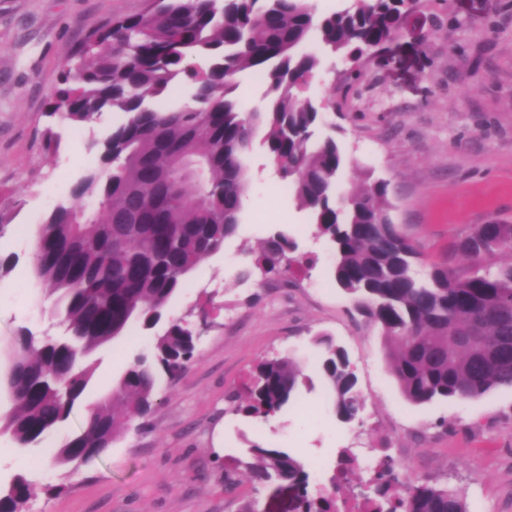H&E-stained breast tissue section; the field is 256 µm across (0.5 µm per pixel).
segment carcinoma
Returning a JSON list of instances; mask_svg holds the SVG:
<instances>
[{
	"mask_svg": "<svg viewBox=\"0 0 512 512\" xmlns=\"http://www.w3.org/2000/svg\"><path fill=\"white\" fill-rule=\"evenodd\" d=\"M408 3L355 0L322 15L311 0H148L142 12L90 33L61 62L48 117L84 124L112 111L126 119L101 142L72 189L74 203L57 204L37 232L34 264L67 335L26 350L17 336L5 351V429L19 447L41 443L69 419L90 384L96 350L135 324L153 329L200 259L236 235L257 139L315 235L334 249L336 285L381 328L407 400L473 399L512 387V262L486 263L512 253V224H476L453 243L448 262L428 263L392 220L389 184L372 182L335 199L345 157L334 138L313 140L321 112L307 90L321 56L306 43L354 64L392 39ZM249 70L267 86L265 106L253 111L232 96L236 76ZM177 80L192 86L190 101L158 107ZM86 197L97 199L96 210L80 205ZM295 251L288 232L277 231L240 277L280 275L303 263ZM457 255L477 270L457 273ZM315 342L333 411L352 421L364 404L347 353L329 335ZM196 355L188 329L169 322L153 337L152 354L135 356L85 427L51 451L54 463L79 467L100 457L123 422L150 412L158 378ZM250 380L249 401L238 411L267 419L290 405L308 377L284 357L257 364ZM250 451L256 479L292 483L305 512H336L335 496L309 495V474L291 454L259 443ZM33 492L25 475H14L0 486V512H18ZM366 502L372 512H468L461 491L428 484L392 491L386 481Z\"/></svg>",
	"mask_w": 512,
	"mask_h": 512,
	"instance_id": "cac0c4a2",
	"label": "carcinoma"
}]
</instances>
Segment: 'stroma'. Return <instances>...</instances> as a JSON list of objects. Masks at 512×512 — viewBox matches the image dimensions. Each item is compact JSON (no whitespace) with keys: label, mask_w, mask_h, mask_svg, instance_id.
<instances>
[{"label":"stroma","mask_w":512,"mask_h":512,"mask_svg":"<svg viewBox=\"0 0 512 512\" xmlns=\"http://www.w3.org/2000/svg\"><path fill=\"white\" fill-rule=\"evenodd\" d=\"M146 0H0V347L31 331L62 328L32 263L47 212L69 197L96 159L92 147L125 120L106 112L77 127L45 114L62 60L91 31L141 12ZM318 72L309 89L324 107L319 136L332 135L346 164L341 190L365 180L389 184L394 223L428 261L448 260L471 225L512 224V0H412L402 34L359 61ZM58 134L44 147L46 127ZM243 219L223 249L200 260L188 286L165 308L167 319L204 324L197 357L162 377L154 405L124 429L101 457L78 471L48 455L82 425L88 406L109 394L151 337L132 330L93 355L95 375L67 422L41 447L21 448L0 429V482L25 474L36 486L24 512H290L286 483H254L249 448L286 449L309 472L310 488L330 489L342 449L393 444L399 478L464 491L469 512H512V388L482 397L415 405L391 374L380 330L355 310L330 276L332 255L314 237L305 211L278 194L261 145L250 154ZM25 239H17L18 227ZM286 230L310 263L267 280L239 278L269 234ZM326 332L348 352L364 399L359 419L340 422L317 376ZM292 356L313 377L296 404L262 420L237 412L263 360Z\"/></svg>","instance_id":"35a3bbf8"}]
</instances>
